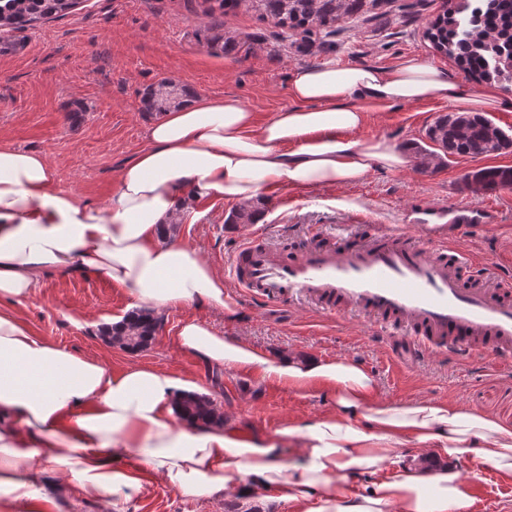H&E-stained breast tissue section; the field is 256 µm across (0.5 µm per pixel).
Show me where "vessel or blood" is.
<instances>
[{
    "label": "vessel or blood",
    "mask_w": 512,
    "mask_h": 512,
    "mask_svg": "<svg viewBox=\"0 0 512 512\" xmlns=\"http://www.w3.org/2000/svg\"><path fill=\"white\" fill-rule=\"evenodd\" d=\"M495 221L488 208L424 205L412 222L425 242L378 226L336 244L313 238L293 254L258 233L239 242L229 276L263 308L302 299L325 315L353 310L388 331L395 351L463 359L481 350L497 364L512 359V279L491 278L455 245L463 229ZM466 269L473 284L462 277Z\"/></svg>",
    "instance_id": "1"
}]
</instances>
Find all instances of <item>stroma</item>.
<instances>
[{
    "label": "stroma",
    "mask_w": 512,
    "mask_h": 512,
    "mask_svg": "<svg viewBox=\"0 0 512 512\" xmlns=\"http://www.w3.org/2000/svg\"><path fill=\"white\" fill-rule=\"evenodd\" d=\"M442 8V0H391L370 24L350 21L336 34L277 35L275 28L245 11L212 24L198 0H80L66 17L17 32L15 50L0 54V139L43 153L56 172L59 189L98 204L107 203L121 165L145 143L155 115L143 111L145 90L163 81L190 94H238L264 124L288 105L287 80L303 66L327 60L338 65L361 61L393 67L406 58L453 68L423 32ZM234 46L219 53L209 46L214 31ZM441 103L401 105L372 113L359 135H382L411 147L447 112ZM485 167H512V152L481 158H453L432 172L374 170L353 185L298 192L278 190L257 208L266 242L278 248L301 246L310 232L341 238L352 212L369 215L375 225H401L405 210L423 203H462L492 207L497 224L468 230L463 249L487 266L512 272V188L478 190L465 184L466 173ZM195 224L176 234L197 248L225 274L235 244L257 226L233 224V204L207 203ZM224 287L238 313L234 320L200 304L164 313L151 345L129 353L107 343L103 325L126 315L124 294L103 278L43 279L35 295L17 308L19 318L37 335L70 352L120 368L138 362L169 371L214 398L230 427L267 435L329 411L330 392H295L241 369L212 371L174 344L181 322H209L218 332L300 358L346 356L374 377L381 397L394 402L415 399L456 400L512 424V366L491 367L484 352L459 361L447 356L396 359L380 339L376 325L357 313L316 314L307 303L288 309H261L242 297L234 282ZM469 512H512V482L490 474L473 490ZM230 497L187 500L161 478L149 479L127 512H228Z\"/></svg>",
    "instance_id": "obj_1"
}]
</instances>
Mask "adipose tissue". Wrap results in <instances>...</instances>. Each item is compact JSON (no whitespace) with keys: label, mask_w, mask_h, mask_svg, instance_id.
<instances>
[{"label":"adipose tissue","mask_w":512,"mask_h":512,"mask_svg":"<svg viewBox=\"0 0 512 512\" xmlns=\"http://www.w3.org/2000/svg\"><path fill=\"white\" fill-rule=\"evenodd\" d=\"M288 96L260 126L233 93L200 94L164 112L104 206L57 188L44 154L0 142V489L10 503L124 512L157 473L188 499L262 500L274 488L295 512H467L472 481L461 461L512 477V427L455 401L390 403L345 356L297 359L187 320L176 344L209 367L333 393L327 413L259 437L182 419L177 404L194 384L140 364L108 368L17 316L45 276L93 274L119 288L131 312L203 304L233 317L223 277L172 225L199 221L205 201L252 205L278 189L346 186L377 167L409 168L406 147L358 138L370 113L421 102L484 112L502 98L495 87L465 90L449 69L414 57L394 67H302ZM286 446L300 449L301 463L280 461ZM422 454L436 467H422Z\"/></svg>","instance_id":"adipose-tissue-1"}]
</instances>
